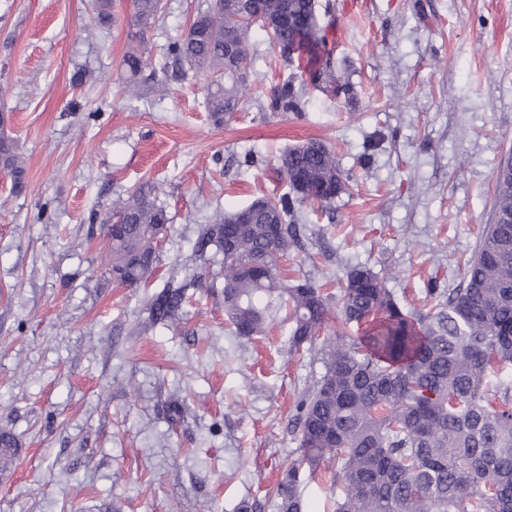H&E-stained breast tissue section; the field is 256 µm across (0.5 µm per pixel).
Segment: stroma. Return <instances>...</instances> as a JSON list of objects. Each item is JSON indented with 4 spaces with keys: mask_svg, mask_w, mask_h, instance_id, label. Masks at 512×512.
Returning <instances> with one entry per match:
<instances>
[{
    "mask_svg": "<svg viewBox=\"0 0 512 512\" xmlns=\"http://www.w3.org/2000/svg\"><path fill=\"white\" fill-rule=\"evenodd\" d=\"M161 58L206 0H164ZM100 28L92 0H0V113L26 188L0 175V512H278L271 488L299 456L296 405L323 376L291 352V321L237 336L224 272L195 251L215 212L288 192L281 157L308 139L335 153L346 189L304 208L284 263L337 293L348 267L378 273L408 308L458 287L512 152V0H317L348 102L308 89L272 112L292 68L262 30L259 85L214 125L205 76L158 74L129 96L121 62L133 0ZM151 183L170 228L148 286L112 280L100 224ZM186 284L175 323L149 307Z\"/></svg>",
    "mask_w": 512,
    "mask_h": 512,
    "instance_id": "35a3bbf8",
    "label": "stroma"
}]
</instances>
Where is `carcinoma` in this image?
Returning a JSON list of instances; mask_svg holds the SVG:
<instances>
[{
    "instance_id": "cac0c4a2",
    "label": "carcinoma",
    "mask_w": 512,
    "mask_h": 512,
    "mask_svg": "<svg viewBox=\"0 0 512 512\" xmlns=\"http://www.w3.org/2000/svg\"><path fill=\"white\" fill-rule=\"evenodd\" d=\"M209 0L173 41L168 55L143 76L146 30L162 16V0H134L126 82L136 92L169 65L183 75L211 81L205 103L217 126L241 107L252 74L253 29L267 32L298 77L276 86L273 112H298L308 85L326 94H349L338 83L327 28L319 25L316 0ZM98 22L116 23L112 0H94ZM282 168L291 192L259 197L224 211L196 242L222 256L224 312L247 339L268 335L281 311L291 309L289 351L312 344L331 314L329 297L308 278L290 285L280 259L299 234L306 204L328 208L345 191L335 154L309 139L289 149ZM12 190L25 187V166L16 141L0 130V172ZM491 220L464 267L463 286L423 311L407 309L370 268L346 271L340 319L361 328L351 338L336 331L319 353L326 371L308 390L298 418L302 458L273 490L279 512H303L302 468L316 473L324 462H341L334 512H512V170L498 164ZM112 231V278L125 288L147 285L154 271L159 228L167 212L139 186L128 192ZM185 289L167 287L152 304V318L173 320Z\"/></svg>"
}]
</instances>
